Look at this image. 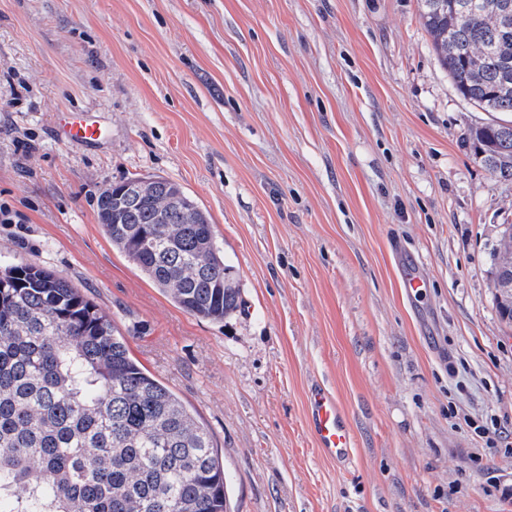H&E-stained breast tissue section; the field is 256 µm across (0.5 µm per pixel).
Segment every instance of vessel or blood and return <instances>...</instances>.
I'll use <instances>...</instances> for the list:
<instances>
[{
    "mask_svg": "<svg viewBox=\"0 0 512 512\" xmlns=\"http://www.w3.org/2000/svg\"><path fill=\"white\" fill-rule=\"evenodd\" d=\"M55 133L62 141L82 146L100 144L105 138V128L92 113L61 111L55 119ZM403 286L408 296H420L426 286L418 266L405 263L400 268ZM309 426L318 449L336 460L349 455L353 443L351 429L336 396L317 386L309 393Z\"/></svg>",
    "mask_w": 512,
    "mask_h": 512,
    "instance_id": "1",
    "label": "vessel or blood"
}]
</instances>
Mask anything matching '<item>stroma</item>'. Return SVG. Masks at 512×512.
Returning <instances> with one entry per match:
<instances>
[{
	"mask_svg": "<svg viewBox=\"0 0 512 512\" xmlns=\"http://www.w3.org/2000/svg\"><path fill=\"white\" fill-rule=\"evenodd\" d=\"M73 108L108 139L60 142ZM492 119L418 0H0V264L85 290L211 431L227 512H512V327L489 273L512 181L469 141ZM137 174L209 213L241 292L224 322L113 247L96 200ZM314 382L347 413L346 464L310 432ZM400 275L403 283V288L409 297L420 296L426 288L425 279L416 264H409L403 262L400 267Z\"/></svg>",
	"mask_w": 512,
	"mask_h": 512,
	"instance_id": "obj_1",
	"label": "stroma"
}]
</instances>
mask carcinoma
<instances>
[{
    "mask_svg": "<svg viewBox=\"0 0 512 512\" xmlns=\"http://www.w3.org/2000/svg\"><path fill=\"white\" fill-rule=\"evenodd\" d=\"M420 5L457 93L505 118L469 135L478 162L511 181L512 0ZM97 209L112 245L183 311L221 322L240 307L211 219L180 184L133 176ZM226 490L209 429L82 289L0 266V512H227Z\"/></svg>",
    "mask_w": 512,
    "mask_h": 512,
    "instance_id": "carcinoma-1",
    "label": "carcinoma"
}]
</instances>
